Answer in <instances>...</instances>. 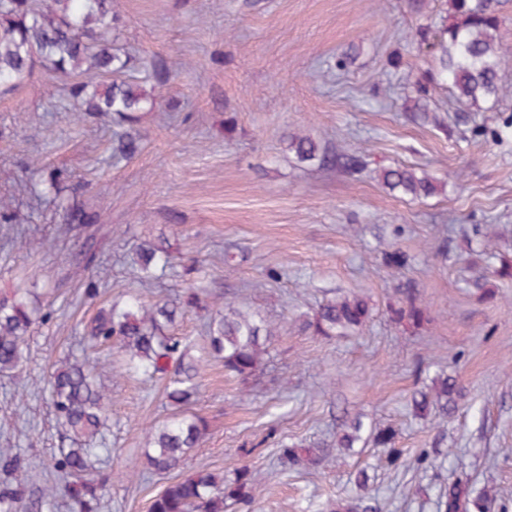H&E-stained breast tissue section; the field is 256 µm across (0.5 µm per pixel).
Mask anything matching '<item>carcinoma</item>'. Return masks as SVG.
<instances>
[{"instance_id":"1","label":"carcinoma","mask_w":512,"mask_h":512,"mask_svg":"<svg viewBox=\"0 0 512 512\" xmlns=\"http://www.w3.org/2000/svg\"><path fill=\"white\" fill-rule=\"evenodd\" d=\"M499 4L500 0H448V16L440 26H416L411 46L432 56L434 67L407 89L404 111L411 113V118L437 122L430 115L429 102L443 85L452 88L457 102L473 112H483L512 94V88L502 81V72L512 63L503 52L512 29L505 27ZM115 20L113 0H0V98L13 94L39 70L62 74L69 78L63 107L80 120L112 117L119 127L112 132V158L129 160L141 150V120L156 107L155 90L168 83L170 65L162 57L139 58L119 46L110 36ZM286 143V150L298 162H316L350 177L363 174L370 165L364 151L328 153L308 135L292 133ZM377 173L389 191L414 200L430 197L444 187L415 167H381ZM48 186L57 194L67 190L74 199L87 191V184L72 182L63 170L51 172ZM65 220L87 231L101 223V216L83 203L73 202L65 209ZM382 259L385 266L398 272L408 265L407 255L394 246L383 252ZM75 261L90 273L87 293L97 294L100 260L95 234L87 236ZM130 262L146 283L174 268L175 256L164 239H147L133 250ZM200 272L194 261L182 266L185 287L173 300L148 306L130 295L98 310L84 325V339L113 351L115 360L75 357L50 370L47 389L65 443L54 456L53 468L68 481L43 490L41 498L61 491L69 512H98L100 498L111 484L109 476L92 473V459L108 451L104 434L108 396L98 382L100 370L107 365L144 381H165V398L177 408L167 420L149 428L148 472L176 470L208 435V419L190 408L201 360L188 356V337L174 331L186 312L203 314L208 355L221 359L225 372L245 382L260 370L277 336L276 327L258 310L203 300L196 286ZM467 286L479 301L494 297L495 291L482 276ZM24 292L16 288L11 296L0 299V374L23 367L32 326L52 317L50 310L39 313L28 308L20 297ZM397 294L387 309L393 323L417 329L429 321L419 290L411 282L400 283ZM370 313L363 296L340 293L300 316L299 322L314 336L343 338L358 333ZM464 398L456 378L442 372L411 393L410 406L416 417L434 415L447 422ZM366 436L387 449V466L397 468L405 463L403 450L395 447L396 431L390 426L368 428L359 417L337 435L336 447L351 451ZM280 460L287 469L316 468L325 462L326 450L282 441ZM26 466L20 451L0 448V512L29 509V485L20 478ZM369 481L366 471H358L356 496L336 502L333 512H379ZM258 496L253 471L245 464L231 477L200 471L173 481L154 497L149 512H228L233 506L238 512H252ZM495 502L493 489L477 492L469 479L459 478L440 490L436 507L437 512H492Z\"/></svg>"}]
</instances>
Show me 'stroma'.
Returning <instances> with one entry per match:
<instances>
[{"label":"stroma","instance_id":"stroma-1","mask_svg":"<svg viewBox=\"0 0 512 512\" xmlns=\"http://www.w3.org/2000/svg\"><path fill=\"white\" fill-rule=\"evenodd\" d=\"M114 9L118 44L176 70L142 121L136 157L112 161L111 119L83 125L52 109L65 94L59 79L36 74L0 99V196L28 217L23 244L0 235V297L25 288L29 304L53 311L34 326L24 370L0 374V448L21 449L31 485L52 480L60 436L45 375L89 353L84 326L108 301L132 290L152 304L183 288L180 269L143 285L123 261L141 240L161 235L175 255L202 260L206 296L261 311L279 334L249 384L219 360L204 365L192 409L211 430L165 475L143 471L147 430L171 412L162 385L103 371L111 452L95 468L112 485L99 512H148L169 482L244 464L265 486L256 512H329L354 494L362 468L382 512H436L439 487L462 474L496 488L494 512H512V280L491 278L496 297L488 302L466 290L497 264L469 255L476 229L495 225L497 254L512 255V138L489 135L512 119V98L468 124L456 123L459 106L447 89L430 102L440 126L412 122L402 110L409 84L433 65L412 49V32L439 21L444 0H427L420 15L408 0H115ZM354 45L358 58L336 69ZM169 97L183 102L182 116L169 118ZM292 132L368 151L379 165L424 168L447 187L409 201L373 172L320 171L286 151ZM57 168L89 183L82 201L109 231L100 252L108 273L93 299L88 272L71 262L84 233L67 228L53 194L32 191ZM391 245L409 256L404 274L429 310L426 330L409 333L388 319L396 276L381 252ZM228 250L237 255L231 266ZM352 289L373 309L360 335L329 341L300 330V314ZM439 369L458 378L465 401L452 422L414 418L410 394ZM357 413L366 425L398 429L407 456L422 448L449 455L408 470L384 466V449L371 444L335 453L342 417ZM282 437L333 449L327 469L281 470Z\"/></svg>","mask_w":512,"mask_h":512}]
</instances>
